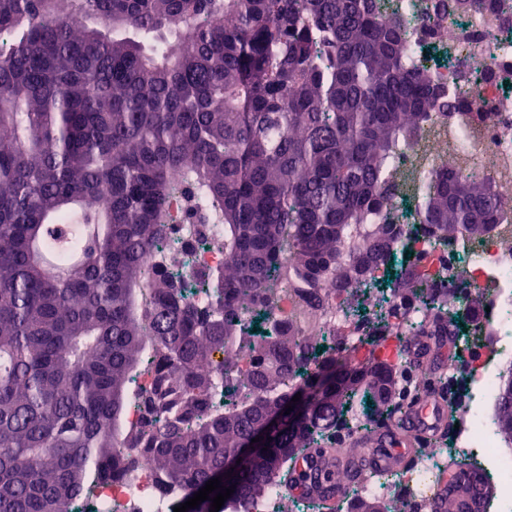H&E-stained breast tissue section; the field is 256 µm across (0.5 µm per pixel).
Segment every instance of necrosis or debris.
Here are the masks:
<instances>
[{
  "instance_id": "necrosis-or-debris-1",
  "label": "necrosis or debris",
  "mask_w": 512,
  "mask_h": 512,
  "mask_svg": "<svg viewBox=\"0 0 512 512\" xmlns=\"http://www.w3.org/2000/svg\"><path fill=\"white\" fill-rule=\"evenodd\" d=\"M406 8L407 40L416 49L414 65L433 80L450 88L454 102L434 113V136L413 143L402 159L404 167L432 171L446 161L457 170H478L503 199L512 200V14L492 7L488 0L464 11L449 13L438 0H396ZM478 127L465 151L455 149L464 127ZM414 263L437 267L454 264L456 243L439 249L431 243L426 226L406 227ZM472 285L482 287L483 307L475 326L489 337L483 352L449 358L448 370L466 381L472 400L465 406V421L447 447L428 449L416 469L395 479L381 472L370 489L384 497L408 493L407 512H418L423 500L439 490L448 456L478 460L485 479L503 472L512 474V448L503 447L482 426L493 413L499 371L512 363V210L504 211L496 230L485 237L470 269ZM346 293L330 283L315 288L298 284L283 274L281 290L271 311L274 320L300 336H335L340 345L362 337L377 340L367 317L349 313ZM162 480L151 458L134 452L122 481L96 490L86 500L89 512L111 503L116 512H165Z\"/></svg>"
}]
</instances>
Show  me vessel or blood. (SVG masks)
Instances as JSON below:
<instances>
[{
    "label": "vessel or blood",
    "mask_w": 512,
    "mask_h": 512,
    "mask_svg": "<svg viewBox=\"0 0 512 512\" xmlns=\"http://www.w3.org/2000/svg\"><path fill=\"white\" fill-rule=\"evenodd\" d=\"M449 406L444 393L429 392L410 402L407 411L395 426L370 435H361L351 450L323 448L317 453L299 457L294 465L289 491H301L312 499L334 505L341 499L343 486L339 482L344 471L357 474L395 470L411 462L414 448L426 444L448 424ZM473 467L464 460L453 463L444 478V489L436 503L454 502L459 512H488L494 490L483 485L481 493L471 494L466 474Z\"/></svg>",
    "instance_id": "b4317fda"
}]
</instances>
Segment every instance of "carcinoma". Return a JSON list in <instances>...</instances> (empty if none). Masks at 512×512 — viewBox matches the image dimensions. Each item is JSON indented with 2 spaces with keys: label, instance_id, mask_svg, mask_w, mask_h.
I'll list each match as a JSON object with an SVG mask.
<instances>
[{
  "label": "carcinoma",
  "instance_id": "obj_1",
  "mask_svg": "<svg viewBox=\"0 0 512 512\" xmlns=\"http://www.w3.org/2000/svg\"><path fill=\"white\" fill-rule=\"evenodd\" d=\"M412 52L377 0H0V512H70L124 476L125 448L152 457L170 503L222 474L224 510L239 512L338 425L371 433L403 409L401 349L365 339L321 355L274 320L267 336L245 324L273 305L285 264L359 300L407 246L390 182L436 245L457 238L472 260L497 225L479 174L397 165L449 99ZM176 202L215 225L224 266L163 249ZM468 275L400 268L393 289L418 314L386 312L384 342L454 335L453 295L427 284ZM187 278L207 305L183 294ZM241 349L260 363L235 376ZM216 352L221 409L202 370ZM338 358L352 369L326 385ZM145 374L149 390L134 386ZM314 387L322 401L285 414ZM497 401L488 428L512 445V368ZM259 434L267 461H237ZM349 498L347 512H392L355 485Z\"/></svg>",
  "mask_w": 512,
  "mask_h": 512
}]
</instances>
